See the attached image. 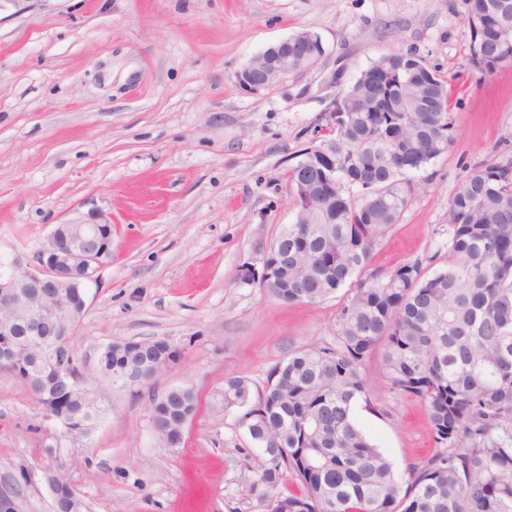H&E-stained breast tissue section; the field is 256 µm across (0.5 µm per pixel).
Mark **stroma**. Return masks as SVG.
<instances>
[{
	"label": "stroma",
	"mask_w": 512,
	"mask_h": 512,
	"mask_svg": "<svg viewBox=\"0 0 512 512\" xmlns=\"http://www.w3.org/2000/svg\"><path fill=\"white\" fill-rule=\"evenodd\" d=\"M318 65L257 94L235 73L298 31ZM466 0H20L0 12V256L33 261L54 224L103 211L112 255L84 288L82 358L111 342L163 341L175 360L148 387L93 378L102 415L78 449L13 374L0 371V496L53 512L50 471H68L87 512H266L251 494L264 460L225 409V376L262 387L308 344L333 343L340 298L282 302L240 281L293 223L289 174L319 145L323 114L389 52H415L452 81L458 137L410 177L411 204L373 265L448 263V200L475 167L512 153V65L470 67ZM353 416L399 479L437 446L425 407L365 363ZM193 387L200 408L160 447L149 398Z\"/></svg>",
	"instance_id": "35a3bbf8"
}]
</instances>
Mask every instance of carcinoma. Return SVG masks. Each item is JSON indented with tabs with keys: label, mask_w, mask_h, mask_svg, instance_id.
I'll list each match as a JSON object with an SVG mask.
<instances>
[{
	"label": "carcinoma",
	"mask_w": 512,
	"mask_h": 512,
	"mask_svg": "<svg viewBox=\"0 0 512 512\" xmlns=\"http://www.w3.org/2000/svg\"><path fill=\"white\" fill-rule=\"evenodd\" d=\"M470 65L512 64V0H466ZM347 120L327 128L298 166L310 176L299 223L277 241L288 262L262 284L273 297L319 304L348 288L334 343L309 345L273 366L270 391L224 379V407L242 411L263 457L256 484L266 512H512V158L473 170L448 200V264L431 275L415 259L383 271L373 252L411 203L409 174L456 139L448 81L411 53L392 52L343 95ZM384 344L388 389L424 402L440 450L409 466L391 462L356 424L367 399L364 362ZM173 359L163 341L124 348L112 366L155 369ZM37 393L45 365H0ZM191 387L153 402L160 444L183 432ZM291 475L301 491L283 494Z\"/></svg>",
	"instance_id": "obj_1"
}]
</instances>
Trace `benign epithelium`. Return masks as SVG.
Listing matches in <instances>:
<instances>
[{
  "mask_svg": "<svg viewBox=\"0 0 512 512\" xmlns=\"http://www.w3.org/2000/svg\"><path fill=\"white\" fill-rule=\"evenodd\" d=\"M286 39L278 46L283 53L270 62L272 70L258 71L249 61L236 73L241 89L257 94L274 81L288 74V45ZM297 45V44H295ZM303 55L313 56V43L297 45ZM66 230L55 226L37 253L35 266H24L13 260L7 275L0 276V361H15L28 352L29 361H40L43 354L53 350L63 339L72 335V328L85 310L84 285L96 269L112 254V217L94 211L86 217L63 222ZM86 363L81 361L71 370L56 368L53 385L63 399L60 415L48 414L70 436L86 434V417L98 407L93 391L84 383ZM158 376L146 370L118 369L113 383L125 388L146 386ZM54 502L66 500L73 512H79L72 484L58 480L49 485Z\"/></svg>",
  "mask_w": 512,
  "mask_h": 512,
  "instance_id": "1",
  "label": "benign epithelium"
}]
</instances>
